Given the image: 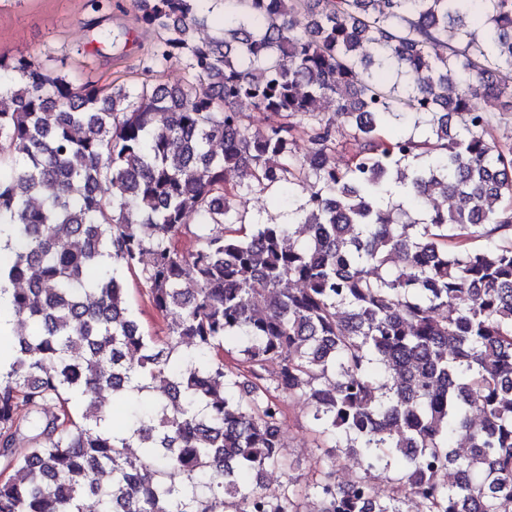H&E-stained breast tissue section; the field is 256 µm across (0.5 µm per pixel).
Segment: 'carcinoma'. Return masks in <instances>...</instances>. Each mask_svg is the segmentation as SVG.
I'll use <instances>...</instances> for the list:
<instances>
[{"label": "carcinoma", "instance_id": "carcinoma-1", "mask_svg": "<svg viewBox=\"0 0 512 512\" xmlns=\"http://www.w3.org/2000/svg\"><path fill=\"white\" fill-rule=\"evenodd\" d=\"M239 2L198 39L199 0H136L158 37L135 87L0 53V225L17 240L0 256V512H85L89 495L99 512H509L512 146L488 128L512 114V0ZM171 60L184 85L153 82ZM323 100L354 130L343 165ZM245 102L282 121L246 124ZM233 172L301 190L288 223L212 232ZM123 269L163 335L132 316ZM102 389L121 434L87 400ZM288 400L332 452L270 493L250 477L294 470ZM340 450L358 470L339 473Z\"/></svg>", "mask_w": 512, "mask_h": 512}]
</instances>
